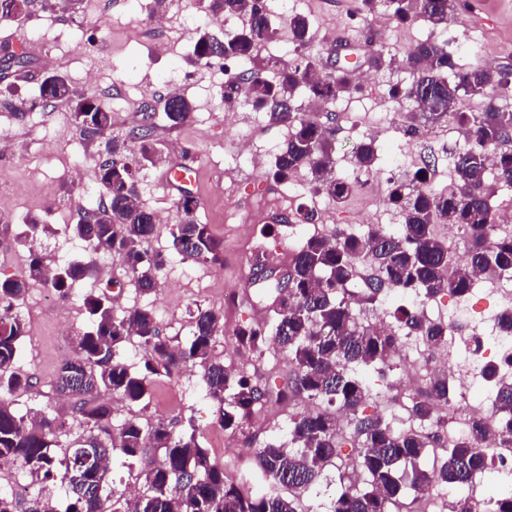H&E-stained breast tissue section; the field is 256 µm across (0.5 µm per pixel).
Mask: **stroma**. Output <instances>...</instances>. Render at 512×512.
<instances>
[{
	"label": "stroma",
	"mask_w": 512,
	"mask_h": 512,
	"mask_svg": "<svg viewBox=\"0 0 512 512\" xmlns=\"http://www.w3.org/2000/svg\"><path fill=\"white\" fill-rule=\"evenodd\" d=\"M161 8L178 25L173 29L154 28L139 0H82L79 8L59 13L33 0L22 17L0 22V45L17 48L29 45L28 66L0 80V89L13 93L15 111L0 108V138L14 147L8 168L0 170V196L8 210L7 223H0V276L22 272L30 249L19 244L17 234L23 221L39 217L55 228L54 236L41 238L34 249L48 264L56 265L81 258L84 242L64 230L77 223L83 213L104 197L97 181V162L105 153L103 137L91 134L76 122L72 109L57 103L30 111L29 102L38 96V82L48 74L64 76L81 95L100 100L112 112L113 137L124 140L142 122L150 109H161L169 90V81L181 86L182 94L194 110L189 122L172 128L158 125L154 147L158 163L140 169L136 191L139 202L155 215V232L149 249L168 251L170 229L175 222L176 198L161 179L168 167L192 160L199 171L196 195L198 222L210 225L224 246V263L210 266L181 260L170 254L160 273L161 286L156 294L141 295L131 282L119 256L100 259L102 273L74 286L65 304L47 302L46 287L29 289L24 301L14 307L26 323L21 353L14 369L37 378L34 391L13 395L19 411L34 408L46 416L62 417L67 422L60 443L84 437L82 426L71 418L68 405L56 391L60 366L76 352V337L88 326L82 299L87 292L109 290L114 309L151 307L161 332L172 343L185 342L192 332L191 312L196 306L214 307L224 312V333L212 351L223 362L237 360L233 331L254 323L256 312H263L264 323H271L269 313L274 293L255 296L252 265L248 255L263 252L269 231L282 233L284 248L294 249L307 237L326 238L357 224L367 227L370 216L381 213L380 195L357 190L341 206H331L329 221L294 225L285 233L282 216L271 212L266 223L244 234L242 224L259 198L273 197L280 187L268 176L267 167L274 154L288 138L287 127L273 125L246 103L226 105L221 95L224 76L219 68L189 64L197 30L206 28L223 37L224 23L209 14L207 0H159ZM469 9L455 15L451 23L462 36V49L455 62L462 68L492 66L512 69V0H470ZM291 11L306 15L313 39L305 52L313 60H326L336 37L344 36L361 43L363 26L361 0H292ZM441 30L417 20L408 25L391 23L381 31L374 44L385 63L370 70L362 95L336 104L334 158L337 174L352 172V151L359 140V128L367 126L375 114H388L378 140L380 159L374 177L386 180L402 174L404 163L419 164L423 154L434 144L429 136L408 139L404 132L407 104L387 98V83L404 81L399 63L417 42L441 39ZM251 136L262 168L233 154L239 136ZM237 290L241 301L237 308L224 306V293ZM423 344L412 339L387 381L373 379L375 396L364 407L365 413L396 416L404 420L416 395L415 388L404 385L402 378L413 368H423L420 355ZM241 372L258 379L269 390L267 401L257 406L243 429L231 432L216 421L214 408L206 396L198 368L187 366L171 376L152 382L151 398L146 405H120L113 422L135 417L141 422L163 420L175 431L195 425L202 447L224 465L229 479L255 491L265 490L256 461L257 448L272 440L288 438V425L295 412L310 410L308 402L296 405L278 401L275 393L287 382L291 372L288 358L275 346L254 354L243 362ZM160 450L148 447L135 458L114 453L109 485L116 503H123L128 482L143 481L145 473L160 465ZM28 487L30 497L51 499L57 512L67 506L66 486L61 480H42L19 465L0 468V493L9 495L15 483Z\"/></svg>",
	"instance_id": "obj_1"
}]
</instances>
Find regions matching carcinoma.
Segmentation results:
<instances>
[{"label": "carcinoma", "mask_w": 512, "mask_h": 512, "mask_svg": "<svg viewBox=\"0 0 512 512\" xmlns=\"http://www.w3.org/2000/svg\"><path fill=\"white\" fill-rule=\"evenodd\" d=\"M390 2L398 22L422 19L442 30L448 28L449 18L470 7L468 0H420L416 6L411 0ZM210 8L217 17L242 19L243 25L222 40L198 30L192 62L236 60L241 70L224 81V102L244 97L270 123L290 130L268 175L277 183L301 178L310 195L343 204L357 191L358 183L335 174L333 130L317 119H302L298 98L332 106L362 93V86L352 80L348 67L338 69L334 64L320 78H310L317 68L305 54L311 39L306 16L283 17L294 45L290 56L261 57L259 48L277 33L267 0H210ZM454 57L455 51L444 41L421 42L401 60L408 80L385 90L389 99L408 102L419 116L432 121L451 116L464 131V144L455 151L452 190L434 189L418 170L411 179L392 183L389 190V201L402 213L397 231L378 224L359 233L339 230L332 244L324 237L309 236L288 261V285L264 284L276 291L272 325L242 327L234 333L241 352L254 353L273 344L288 356L292 374L288 390L280 392L279 399L302 396L316 402L315 409L290 418L288 444L271 442L257 449V464L268 491L255 494L226 481L223 466L201 446L193 425L191 432L177 435L161 420L145 425L132 417L117 425L113 440L103 441L94 434L112 425V405L102 393L117 395L129 406L139 405L150 396L153 379L169 376L188 363L200 367L206 395L226 430L243 428L267 393L250 377L234 374L212 358L216 339L224 331L221 311L197 309L190 339L174 346L161 335L152 309L117 312L107 295L92 292L83 298L89 325L78 336L76 355L56 376L58 392L69 398L72 413L88 436L56 453V433L65 421L43 417L27 424L12 402L3 398L0 460H13L46 479L61 474L69 499L65 512H308L303 494L329 466L338 472L341 491L331 499L328 512H390L408 491L429 484L460 490L484 474L491 450L484 454L474 450V444L489 435L482 421L473 424L469 438L449 445L438 465L420 466L425 449L437 443L436 435L424 432L422 425L450 398L446 374L430 378L417 395L410 408L414 424L406 428L381 414H359L373 397L364 374L383 375L393 369L389 351L400 337L418 336L438 345L447 335L448 326L426 317L423 306L428 300L443 293L464 298L477 273L512 277V235L496 232L493 205L499 189L512 188V111L496 105L497 99L512 94V72L460 68ZM463 96L483 97L487 105L481 112H461L458 105ZM39 97L72 106L78 123L91 134L102 135L112 126L98 100L76 97L60 75L42 81ZM192 111V104L180 94L172 93L163 101L165 120L172 127L184 125ZM151 119L146 116L130 133L135 150L115 141L108 147L98 163L104 172L99 181L103 201L80 222L68 225L71 235L86 244L87 256L59 265L57 275L31 249L24 274L0 278L1 394L12 396L34 387L32 377L14 370L25 324L11 312L30 287L44 283L66 297L76 283L97 273L98 255L103 253L123 258L141 294L149 296L160 288L166 255L145 249L154 233L155 216L137 203L135 191V168L154 159ZM377 152L376 141L357 142L356 168L371 171ZM196 208L195 197L184 194L176 202L171 249L184 261L221 266L223 244L209 225L197 221ZM437 224L464 230L463 260H454L451 244L435 235ZM389 286L404 291L411 301L396 308L394 327L378 333L364 323V309L375 305L379 293ZM133 338L143 349L142 366L136 372L122 358ZM483 372L495 389L494 415L512 430V382L494 363H484ZM341 412L351 416L357 440L354 453L345 459ZM148 446L162 451V464L145 473L144 490L125 500L123 510L113 508L111 493L106 491L112 452L135 458Z\"/></svg>", "instance_id": "obj_1"}]
</instances>
